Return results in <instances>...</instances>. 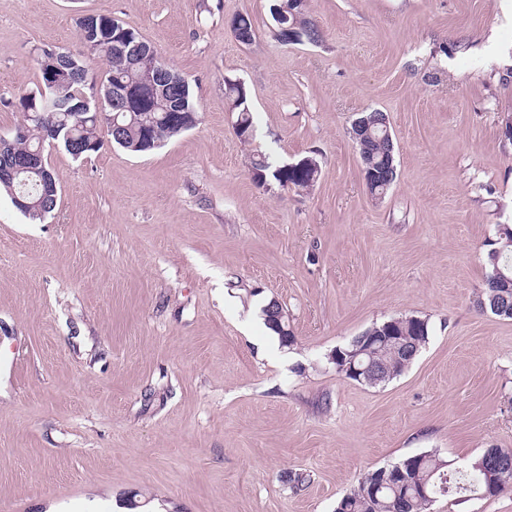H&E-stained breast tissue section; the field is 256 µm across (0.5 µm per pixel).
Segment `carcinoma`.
I'll return each mask as SVG.
<instances>
[{"label":"carcinoma","mask_w":512,"mask_h":512,"mask_svg":"<svg viewBox=\"0 0 512 512\" xmlns=\"http://www.w3.org/2000/svg\"><path fill=\"white\" fill-rule=\"evenodd\" d=\"M129 34L141 40L132 28L126 27L110 17L84 15L78 20L77 39L83 50H44L37 58L40 89L19 97L16 108L23 114V122L11 134L0 136V166L6 162L20 161L38 151H44L47 143L55 142L75 158L88 157L99 152L103 142L97 136L99 124L97 95H108L119 88L125 94L123 109L118 122L124 126L123 140L115 144L131 153L153 150L182 133L176 120L177 112L189 117L191 124L198 122V113L193 92L187 80L174 72L176 83L165 92H155L140 81L141 73L150 69L156 50L142 40L138 55L125 62L118 61L121 35ZM106 62L107 68L100 77L91 73L86 55ZM52 97L51 107L40 120L31 118L35 112H43V95ZM225 97L235 103L238 138L248 143L253 139L254 125L249 97L245 86L239 82L225 84ZM370 122V132L375 143L371 152L361 156L363 168H386L389 164L387 144L393 140L390 126L379 120L375 111L362 112ZM250 171H260L273 178L280 186L304 191L310 188L311 173L304 169L272 168L268 159L259 154L252 156ZM0 187L10 196H18L26 205L20 210L31 221H42L57 206L59 180L48 163L37 169L11 179L0 177ZM483 262L487 273L477 299V307L492 314L509 319L507 313L497 312L494 303L503 291L496 272L512 275V226L498 230L496 239L488 244ZM268 328L281 333L285 326L282 306L271 302L264 309ZM397 334L412 337V347L420 351L429 339V324L415 316L394 319ZM364 361L374 360L383 365L385 384L400 375L405 366L398 352L382 347H367ZM491 462L500 464L501 487L488 485L484 473ZM409 479L394 478L380 488H373L377 471L362 477L358 484L344 494L336 505V512H430L431 503L416 495L414 486L425 483L433 489V495L441 494L440 485L446 484L448 496L459 498L470 496L492 497L504 490L512 489V448H487L478 462L470 467L448 469L445 460L433 452L423 453V458L408 457L400 461Z\"/></svg>","instance_id":"1"}]
</instances>
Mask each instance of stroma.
Wrapping results in <instances>:
<instances>
[{"mask_svg": "<svg viewBox=\"0 0 512 512\" xmlns=\"http://www.w3.org/2000/svg\"><path fill=\"white\" fill-rule=\"evenodd\" d=\"M273 3L0 0V132L38 50L75 49L86 14L136 29L199 110L145 153L46 148L44 221L0 192V512H334L378 467L512 448V320L475 304L512 225V0H306L321 38L303 44L277 39ZM228 79L249 91L247 143ZM373 109L396 148L381 199L350 133ZM258 152L315 158L319 178L259 187ZM273 300L291 345L263 320ZM405 315L429 340L393 380L328 363Z\"/></svg>", "mask_w": 512, "mask_h": 512, "instance_id": "stroma-1", "label": "stroma"}]
</instances>
